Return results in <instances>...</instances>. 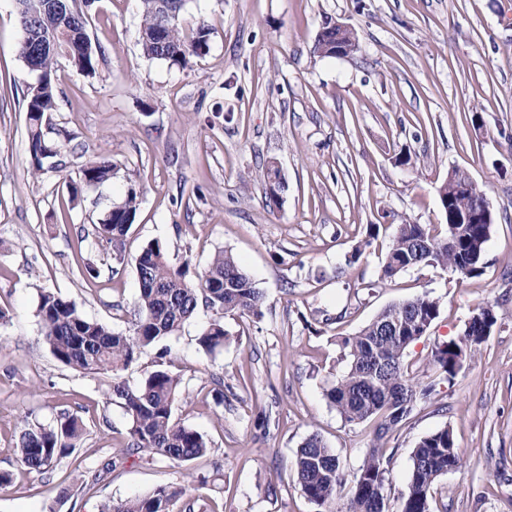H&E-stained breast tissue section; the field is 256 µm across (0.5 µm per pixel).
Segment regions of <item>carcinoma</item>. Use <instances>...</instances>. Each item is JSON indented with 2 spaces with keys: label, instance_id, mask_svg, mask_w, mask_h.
<instances>
[{
  "label": "carcinoma",
  "instance_id": "1",
  "mask_svg": "<svg viewBox=\"0 0 512 512\" xmlns=\"http://www.w3.org/2000/svg\"><path fill=\"white\" fill-rule=\"evenodd\" d=\"M189 0H171L174 18L159 33L162 21L156 0H141L140 45L145 57L185 65L189 57L208 49L210 31L205 24L187 33L181 25ZM338 32L324 26L315 40V51L322 57H348L359 48L353 36L349 50L336 53ZM88 38L86 14L76 15L69 41L70 61L82 73H96L97 50L85 43ZM23 60L34 58L35 74L40 78L38 94L28 92L25 112L28 147L33 174L48 170V160H57L61 144L44 133L48 115L56 105L55 64L61 55L34 53L28 45L19 46ZM112 159L99 156L81 169V178L103 184L112 178ZM269 201L276 204L287 182L280 169L270 164L262 170ZM139 206L135 188L128 189L124 201L108 210L93 231L105 244L111 259L124 260L125 236ZM448 216L445 235L439 237L427 224L404 222L397 225L392 246L382 266L381 280L421 265L451 268L464 278L482 274V256L496 216L485 210L481 194L454 190L439 199ZM139 282L138 318L132 333L116 334L105 325L89 320L74 302L58 293L40 295L37 316L42 335L54 358L83 374L112 373V397L120 400L132 425L128 454L146 452L176 463H190L210 453L207 439L200 432L176 422L175 404L182 395L181 379L164 368L151 372L141 383L131 385L122 372L148 348L179 331L191 319L199 303L214 312L215 318L203 330L198 344L212 353L227 340L223 318L227 314L259 315L265 295L240 268L233 255L218 252L208 267L195 278L188 277V264H171L167 248L154 241L143 247L136 258ZM440 314L439 300L416 296L384 308L352 336L341 337L338 345L347 362L345 372L327 393L341 417L350 423L377 422L378 444L369 450L353 476L346 512H389L385 474L389 458L382 441L411 412L416 400L432 392L420 387L405 365L407 348L429 330ZM497 317L480 309L459 336L438 344L432 352L433 364L443 379L452 380L460 370V358H473L490 335ZM83 433L82 420L61 415L60 426L27 424L17 445L21 463L29 471L46 474L58 461L70 455L73 441ZM461 455L453 431L445 427L424 437L412 452V467L407 491L401 495L396 512H434L430 490L438 477L458 468ZM295 482L301 492L322 512H335L338 489L345 483L340 457L322 438L310 434L298 448ZM192 487H160L152 494L133 499L110 501L100 512H174L182 502L183 512H194L200 497Z\"/></svg>",
  "mask_w": 512,
  "mask_h": 512
}]
</instances>
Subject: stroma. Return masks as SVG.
I'll return each mask as SVG.
<instances>
[{
	"label": "stroma",
	"instance_id": "1",
	"mask_svg": "<svg viewBox=\"0 0 512 512\" xmlns=\"http://www.w3.org/2000/svg\"><path fill=\"white\" fill-rule=\"evenodd\" d=\"M509 12L512 0H190L185 25L204 23L209 48L182 68L143 56L138 0H95L87 31L101 49L98 68L87 77L59 59L46 136L66 130L72 146L61 168L36 179L25 121L35 76L18 54L16 0H0V472L12 476L0 512H98L102 502L203 476L201 493L220 512H318L293 479L303 441L318 433L349 477L375 442L374 421L346 422L327 398L346 369L336 339L423 294L439 300L440 314L406 361L432 392L388 441L387 496L406 491L420 440L448 427L463 460L435 482V512H512ZM336 20L356 31L359 49L318 56L316 36ZM100 154L112 159L111 180L82 184L81 167ZM270 162L288 184L276 205L260 179ZM454 168L497 217L482 274L422 265L378 285L397 224L446 223L437 190ZM132 187L139 208L119 263L90 229ZM151 241L194 273L231 252L265 303L258 316H225L228 341L215 354L197 342L213 318L198 308L123 373L132 384L160 365L179 375L174 417L207 438L209 455L186 465L123 457L91 484L87 470L123 456L130 419L111 396V374H82L53 357L39 294L58 292L129 333L136 258ZM87 260L96 279L81 274ZM482 307L495 310L496 326L477 357L443 380L432 350ZM64 411L85 424L72 456L82 470L72 458L48 474L21 467L25 423L53 426Z\"/></svg>",
	"mask_w": 512,
	"mask_h": 512
}]
</instances>
